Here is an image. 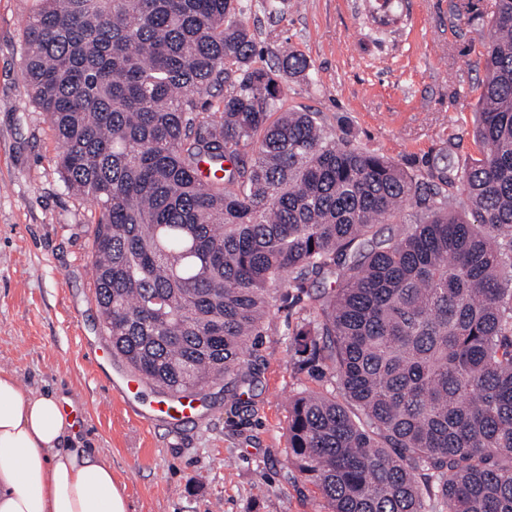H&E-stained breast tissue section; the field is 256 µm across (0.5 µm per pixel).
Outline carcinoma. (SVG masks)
<instances>
[{
  "label": "carcinoma",
  "instance_id": "cac0c4a2",
  "mask_svg": "<svg viewBox=\"0 0 512 512\" xmlns=\"http://www.w3.org/2000/svg\"><path fill=\"white\" fill-rule=\"evenodd\" d=\"M38 2L20 71L62 181L101 213L113 355L166 397L234 398L272 303L332 278L291 347L341 397L291 402L288 460L328 512H512V0L485 41L479 155L452 176L283 109L312 64L264 65L240 0ZM412 200L418 221L381 236Z\"/></svg>",
  "mask_w": 512,
  "mask_h": 512
}]
</instances>
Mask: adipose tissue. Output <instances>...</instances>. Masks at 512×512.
Listing matches in <instances>:
<instances>
[{
    "label": "adipose tissue",
    "instance_id": "obj_1",
    "mask_svg": "<svg viewBox=\"0 0 512 512\" xmlns=\"http://www.w3.org/2000/svg\"><path fill=\"white\" fill-rule=\"evenodd\" d=\"M74 429L55 394L0 372V512H129L111 463Z\"/></svg>",
    "mask_w": 512,
    "mask_h": 512
}]
</instances>
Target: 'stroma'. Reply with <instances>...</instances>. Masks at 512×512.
Returning a JSON list of instances; mask_svg holds the SVG:
<instances>
[{"label":"stroma","mask_w":512,"mask_h":512,"mask_svg":"<svg viewBox=\"0 0 512 512\" xmlns=\"http://www.w3.org/2000/svg\"><path fill=\"white\" fill-rule=\"evenodd\" d=\"M248 0L244 19L264 62L291 50L311 79H285L288 110L321 113L333 134L408 171L477 156L473 137L486 58L481 35L497 0ZM36 0H0V369L23 386L70 399L81 447L126 486L130 512H327L288 460L290 402L325 390L298 369L289 336L308 300L276 302L250 343L238 400L205 387L190 421L153 416L160 396L140 382L135 417L111 395L127 373L112 356L93 284L98 211L67 192L59 144L20 74Z\"/></svg>","instance_id":"obj_1"}]
</instances>
